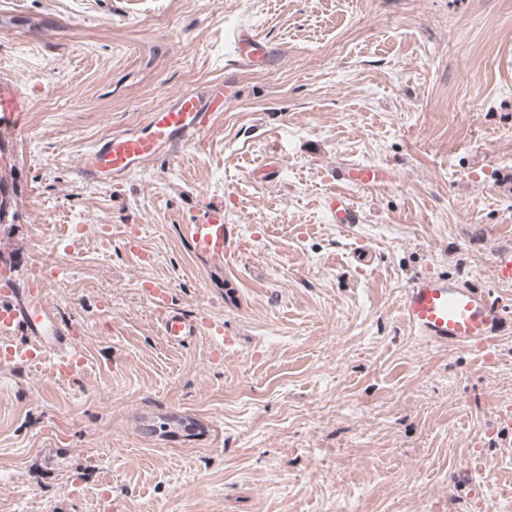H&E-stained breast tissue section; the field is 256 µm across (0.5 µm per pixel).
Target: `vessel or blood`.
Segmentation results:
<instances>
[{"label": "vessel or blood", "instance_id": "vessel-or-blood-1", "mask_svg": "<svg viewBox=\"0 0 512 512\" xmlns=\"http://www.w3.org/2000/svg\"><path fill=\"white\" fill-rule=\"evenodd\" d=\"M232 66L266 69L276 59L272 43L249 26L232 31ZM232 96L223 83L204 89L176 93L163 108L151 112L143 125L127 129L102 140L84 154L75 175L81 180L117 184L139 172L145 164L161 155L175 156L182 149L197 145L203 133L216 124ZM31 100L14 82L0 79V220L12 217L11 202L16 190L7 176L18 167L14 151L15 137L24 131ZM342 191L329 199L328 206L337 224H355L359 212L346 194V187L373 189L389 182L390 173L380 165L344 164L336 169ZM185 237L194 253L219 265L237 262L245 242L236 225L225 223L224 208L206 207L201 218L183 225ZM16 264L12 253H0V363L39 366L53 357L52 373L62 383H74L84 359L70 329L52 321L45 298L47 280L37 274L17 286L11 272ZM493 265L501 280H512V242L500 244ZM146 296L161 317L165 339L183 341L207 328L222 335V325L185 317L175 311L171 291L151 284ZM400 316L410 329L425 340L458 348L484 347L503 336L508 321L501 302L489 290L459 278L439 274L413 277L400 301ZM24 342H16V335ZM486 485L470 468L462 467L450 477V496L474 504L485 499Z\"/></svg>", "mask_w": 512, "mask_h": 512}]
</instances>
